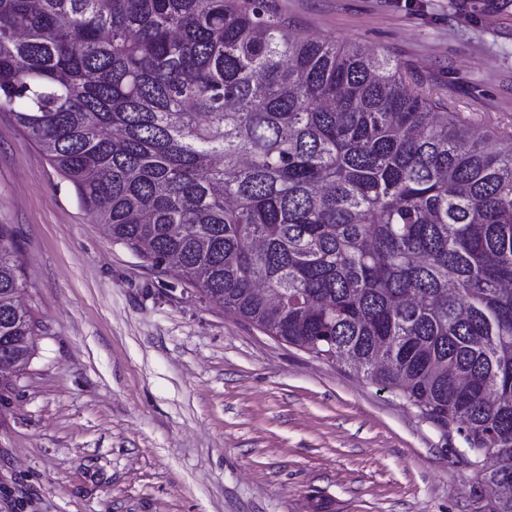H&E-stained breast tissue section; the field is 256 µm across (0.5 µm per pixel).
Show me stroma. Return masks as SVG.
Wrapping results in <instances>:
<instances>
[{"mask_svg":"<svg viewBox=\"0 0 512 512\" xmlns=\"http://www.w3.org/2000/svg\"><path fill=\"white\" fill-rule=\"evenodd\" d=\"M269 4L512 135V0ZM0 224L42 328L0 400V512H490L456 431L114 241L4 112Z\"/></svg>","mask_w":512,"mask_h":512,"instance_id":"35a3bbf8","label":"stroma"}]
</instances>
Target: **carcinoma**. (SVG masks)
Segmentation results:
<instances>
[{"mask_svg": "<svg viewBox=\"0 0 512 512\" xmlns=\"http://www.w3.org/2000/svg\"><path fill=\"white\" fill-rule=\"evenodd\" d=\"M268 0H0V112L112 239L395 390L512 512V138ZM0 224V398L39 326Z\"/></svg>", "mask_w": 512, "mask_h": 512, "instance_id": "obj_1", "label": "carcinoma"}]
</instances>
